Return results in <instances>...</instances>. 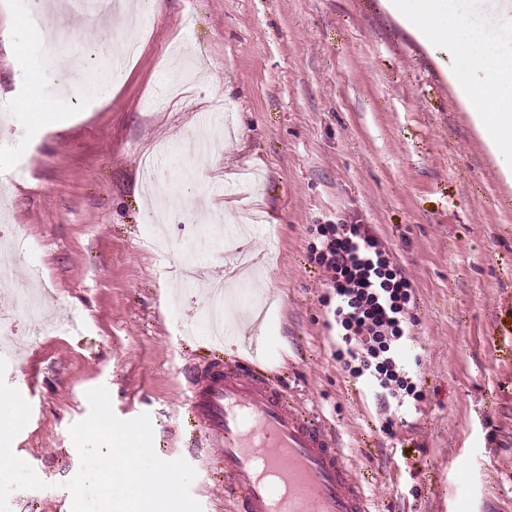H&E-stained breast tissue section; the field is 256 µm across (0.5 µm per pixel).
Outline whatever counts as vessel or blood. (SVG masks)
<instances>
[{
	"label": "vessel or blood",
	"instance_id": "1",
	"mask_svg": "<svg viewBox=\"0 0 512 512\" xmlns=\"http://www.w3.org/2000/svg\"><path fill=\"white\" fill-rule=\"evenodd\" d=\"M189 408L206 445L223 459L231 512H371L335 436L259 363L204 369Z\"/></svg>",
	"mask_w": 512,
	"mask_h": 512
}]
</instances>
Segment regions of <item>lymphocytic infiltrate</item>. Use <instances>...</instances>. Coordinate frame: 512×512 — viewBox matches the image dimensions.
Listing matches in <instances>:
<instances>
[{
	"instance_id": "obj_1",
	"label": "lymphocytic infiltrate",
	"mask_w": 512,
	"mask_h": 512,
	"mask_svg": "<svg viewBox=\"0 0 512 512\" xmlns=\"http://www.w3.org/2000/svg\"><path fill=\"white\" fill-rule=\"evenodd\" d=\"M310 258L328 291L329 326L341 340L340 366L367 377L382 401L420 400L414 376L402 358L414 318L415 288L367 224H320Z\"/></svg>"
}]
</instances>
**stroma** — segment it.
<instances>
[{
  "instance_id": "35a3bbf8",
  "label": "stroma",
  "mask_w": 512,
  "mask_h": 512,
  "mask_svg": "<svg viewBox=\"0 0 512 512\" xmlns=\"http://www.w3.org/2000/svg\"><path fill=\"white\" fill-rule=\"evenodd\" d=\"M134 36L120 82L69 90L56 65L97 72L111 15L0 0V242L26 247L7 273L38 267L44 321H83L14 334L1 378L31 417L12 446L47 487L12 492L10 512H68L69 429L99 386L119 419L149 414L160 459L195 469L202 512H230L187 404L210 361L249 356L240 311L257 293L272 301L265 368L323 418L378 512H512V185L447 58L382 0H157ZM340 222L370 225L415 286L402 356L422 398L400 409L334 359L309 227ZM230 232L258 278L236 277L240 310L217 347L178 266L202 241L204 279L229 278Z\"/></svg>"
}]
</instances>
